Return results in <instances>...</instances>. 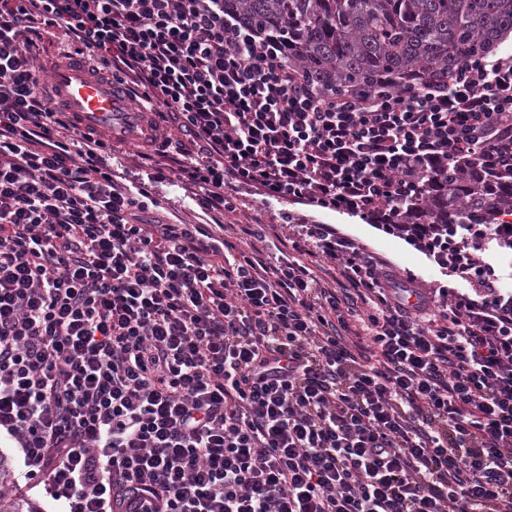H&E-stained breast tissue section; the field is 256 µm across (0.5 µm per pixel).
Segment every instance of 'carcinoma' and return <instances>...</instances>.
I'll use <instances>...</instances> for the list:
<instances>
[{
	"mask_svg": "<svg viewBox=\"0 0 512 512\" xmlns=\"http://www.w3.org/2000/svg\"><path fill=\"white\" fill-rule=\"evenodd\" d=\"M224 11L278 43L281 61L318 90L336 94L445 80L512 35V0H224ZM512 213V167L473 163L428 192L425 219L502 224ZM0 512H40L0 493Z\"/></svg>",
	"mask_w": 512,
	"mask_h": 512,
	"instance_id": "cac0c4a2",
	"label": "carcinoma"
}]
</instances>
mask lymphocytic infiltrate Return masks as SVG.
<instances>
[{
    "label": "lymphocytic infiltrate",
    "mask_w": 512,
    "mask_h": 512,
    "mask_svg": "<svg viewBox=\"0 0 512 512\" xmlns=\"http://www.w3.org/2000/svg\"><path fill=\"white\" fill-rule=\"evenodd\" d=\"M60 29L131 80L203 209L234 188L347 212L468 292L398 287L329 224H142L152 185L53 109ZM224 0H0V432L68 512H512V291L484 229L413 221L448 167L512 161V53L412 89L323 94ZM333 263V287L314 264ZM42 32L41 38H33L31 47L32 57L39 67L42 63L48 69H52L56 64L65 61L64 55L67 52H74V45L64 32L59 30H50L49 33ZM497 243L499 248L509 249L508 252H504L502 249L490 248L483 252L481 256L484 261L493 266L497 275H499L501 288H507L509 290L505 291H510V288L512 290V239L506 241L498 238ZM499 251L511 254V262L503 261L499 257Z\"/></svg>",
    "instance_id": "obj_1"
}]
</instances>
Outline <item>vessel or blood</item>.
<instances>
[{"label":"vessel or blood","mask_w":512,"mask_h":512,"mask_svg":"<svg viewBox=\"0 0 512 512\" xmlns=\"http://www.w3.org/2000/svg\"><path fill=\"white\" fill-rule=\"evenodd\" d=\"M50 81L56 88L53 106L73 113L82 124L132 144L150 136L148 116L132 105L127 87L92 73L84 57L72 56L51 74Z\"/></svg>","instance_id":"1"}]
</instances>
